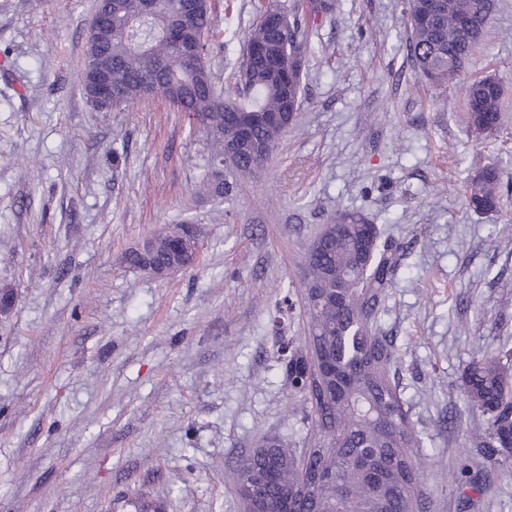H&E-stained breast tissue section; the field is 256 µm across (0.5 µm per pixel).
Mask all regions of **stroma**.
Returning a JSON list of instances; mask_svg holds the SVG:
<instances>
[{
    "instance_id": "35a3bbf8",
    "label": "stroma",
    "mask_w": 512,
    "mask_h": 512,
    "mask_svg": "<svg viewBox=\"0 0 512 512\" xmlns=\"http://www.w3.org/2000/svg\"><path fill=\"white\" fill-rule=\"evenodd\" d=\"M259 0H212L210 66L234 81ZM96 0H0V512H241L235 469L310 422L282 345L308 331L303 253L336 210L400 243L378 324L419 431L422 512H512V466L483 493V417L462 373L512 348V190L463 205L502 161L512 186V0L460 78L432 87L403 47L407 0H342L313 25L301 111L226 197L199 190L208 153L158 94L102 112L81 90ZM494 75L503 125L466 131L467 82ZM185 223L192 267L157 277L128 250ZM503 172L487 166L470 176L465 185L464 203L474 214L497 211L502 205Z\"/></svg>"
}]
</instances>
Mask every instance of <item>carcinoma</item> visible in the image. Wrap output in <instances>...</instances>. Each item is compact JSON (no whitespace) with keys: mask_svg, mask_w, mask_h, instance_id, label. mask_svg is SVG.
<instances>
[{"mask_svg":"<svg viewBox=\"0 0 512 512\" xmlns=\"http://www.w3.org/2000/svg\"><path fill=\"white\" fill-rule=\"evenodd\" d=\"M112 22L87 44L86 59L107 68L116 105L129 106L155 86L178 84L183 100L171 101L185 113L190 129L202 127L209 147L203 190L223 196L226 177L254 173L251 155L224 162V144L233 134L232 112L273 113L301 110L307 44L299 10L311 17H328L338 0H301L293 12L280 0H270L259 20L245 34L244 61L235 90L217 89L208 61L212 7L200 6L194 21L180 20L182 0H119ZM498 8L497 0H442L432 19L405 23L406 55L415 72L433 85H446L461 75L483 40ZM278 14L283 24L269 21ZM195 46L203 64L188 72L179 50ZM465 123L476 133L496 132L502 123V86L498 78L472 79L466 86ZM289 124L264 123L255 139L276 148ZM503 172L487 166L469 177L464 203L475 214L501 208ZM366 215L338 209L330 224L338 227L323 237L321 250L304 253L306 277L320 292L305 298L308 343L302 353L286 345V370L294 390L310 404L314 427L310 447L301 451L270 439L245 454L237 484L241 498L251 496L270 512H413L419 508L423 461L422 441L410 411L393 381L399 356L393 342L377 333L375 319L391 287L398 246L393 240L376 245L364 262L357 257V240ZM134 269L159 274L163 268L185 265L189 257L162 232L126 255ZM320 357L336 362V377L322 378L312 368ZM463 390L483 423L472 435L478 455L490 466L512 460V349L484 352L467 365ZM315 484L312 497H294L302 480Z\"/></svg>","mask_w":512,"mask_h":512,"instance_id":"cac0c4a2","label":"carcinoma"}]
</instances>
